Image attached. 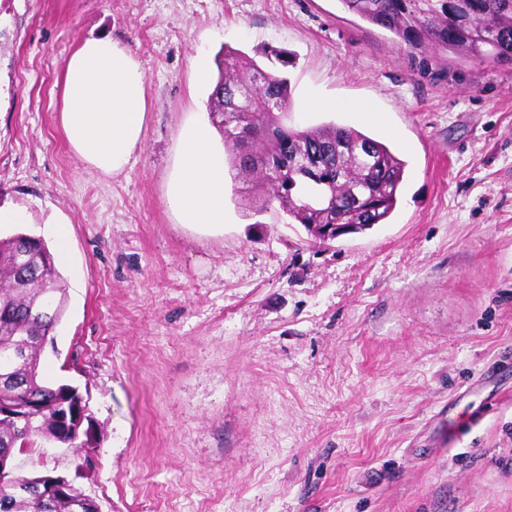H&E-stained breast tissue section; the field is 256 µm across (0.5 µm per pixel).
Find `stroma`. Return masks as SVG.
I'll use <instances>...</instances> for the list:
<instances>
[{
  "instance_id": "obj_1",
  "label": "stroma",
  "mask_w": 512,
  "mask_h": 512,
  "mask_svg": "<svg viewBox=\"0 0 512 512\" xmlns=\"http://www.w3.org/2000/svg\"><path fill=\"white\" fill-rule=\"evenodd\" d=\"M106 33L147 105L112 176L58 121L71 50ZM228 49L283 69L290 126H348L404 161L389 223L324 244L232 181L223 235L177 224L179 133L210 114L192 65ZM0 207L29 215L2 239L53 249L49 218L70 224L41 373L79 387L95 441L18 469L100 512H512V66L410 49L340 0H0Z\"/></svg>"
}]
</instances>
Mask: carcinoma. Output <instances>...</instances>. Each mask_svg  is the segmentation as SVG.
I'll use <instances>...</instances> for the list:
<instances>
[{
  "mask_svg": "<svg viewBox=\"0 0 512 512\" xmlns=\"http://www.w3.org/2000/svg\"><path fill=\"white\" fill-rule=\"evenodd\" d=\"M361 19L412 48H431L512 65V0H340ZM288 80L253 60L224 52V73L210 96V113H224V142L236 150V177L255 175L261 213L278 202L294 223L353 224L362 232L385 224L397 203L404 163L382 142L353 128L326 124L300 129L288 119ZM62 278L40 238L18 233L0 241V400L41 401L23 426L0 417V452L22 453L42 441L92 446L56 422L71 396L47 385L40 371L41 337L63 315ZM38 477L15 471L0 481V512H75L83 491L71 486L52 499L22 491Z\"/></svg>",
  "mask_w": 512,
  "mask_h": 512,
  "instance_id": "1",
  "label": "carcinoma"
}]
</instances>
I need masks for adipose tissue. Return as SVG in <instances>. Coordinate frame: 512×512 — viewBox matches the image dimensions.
Instances as JSON below:
<instances>
[{
  "mask_svg": "<svg viewBox=\"0 0 512 512\" xmlns=\"http://www.w3.org/2000/svg\"><path fill=\"white\" fill-rule=\"evenodd\" d=\"M59 122L69 150L105 175L127 168L143 141L145 79L132 51L110 36L80 40L63 71ZM224 154L203 120L179 134L165 198L178 224L200 237L224 232Z\"/></svg>",
  "mask_w": 512,
  "mask_h": 512,
  "instance_id": "obj_1",
  "label": "adipose tissue"
}]
</instances>
